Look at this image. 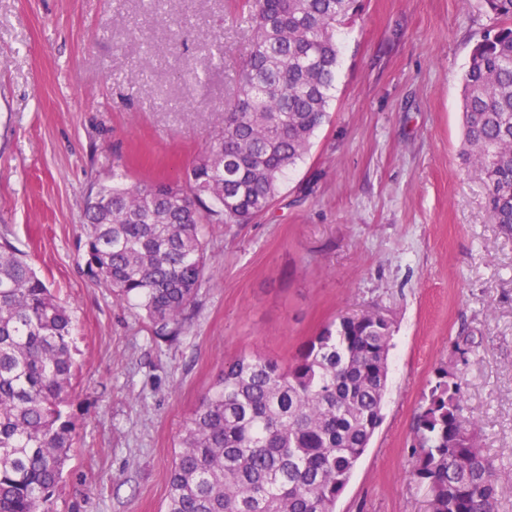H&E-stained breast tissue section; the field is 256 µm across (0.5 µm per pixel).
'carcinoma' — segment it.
Listing matches in <instances>:
<instances>
[{
	"label": "carcinoma",
	"instance_id": "obj_1",
	"mask_svg": "<svg viewBox=\"0 0 512 512\" xmlns=\"http://www.w3.org/2000/svg\"><path fill=\"white\" fill-rule=\"evenodd\" d=\"M463 76L462 149L484 174L491 220L512 231V0ZM252 34L224 129L176 183L122 180L86 210L87 275L133 300L151 333L177 340L208 270L203 224H247L328 118L336 27L358 0H234ZM222 66L223 42L208 44ZM73 321L9 242L0 244V512H52L74 446ZM392 330L376 312L327 325L288 366L255 353L224 369L186 421L165 512H335L382 420ZM409 481L428 512H499L497 472L477 442L461 372L439 368L420 407Z\"/></svg>",
	"mask_w": 512,
	"mask_h": 512
}]
</instances>
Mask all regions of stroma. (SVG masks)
Returning a JSON list of instances; mask_svg holds the SVG:
<instances>
[{
  "mask_svg": "<svg viewBox=\"0 0 512 512\" xmlns=\"http://www.w3.org/2000/svg\"><path fill=\"white\" fill-rule=\"evenodd\" d=\"M230 0H0V239L70 310L77 426L53 512H163L180 431L242 353L289 364L342 316L392 324L383 420L336 512H427L410 483L436 370L462 372L512 512V233L465 160L462 75L482 0H361L336 31L329 117L264 213L209 224L210 271L179 342L84 273V212L113 175L177 182L224 125L250 35ZM186 20L175 36L170 20ZM229 49L223 67L207 45Z\"/></svg>",
  "mask_w": 512,
  "mask_h": 512,
  "instance_id": "1",
  "label": "stroma"
}]
</instances>
